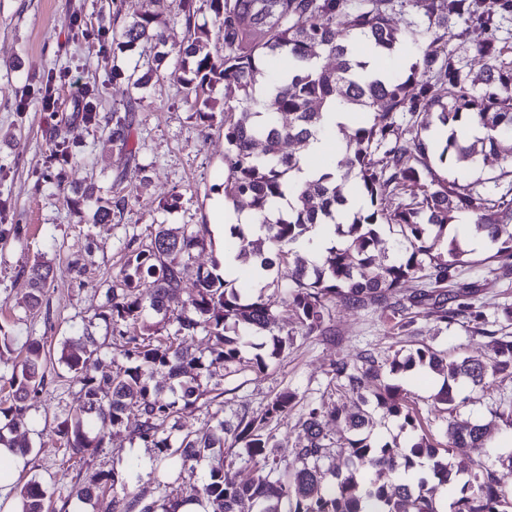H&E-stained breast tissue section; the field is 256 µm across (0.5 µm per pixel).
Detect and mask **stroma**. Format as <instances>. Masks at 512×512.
Wrapping results in <instances>:
<instances>
[{
    "label": "stroma",
    "mask_w": 512,
    "mask_h": 512,
    "mask_svg": "<svg viewBox=\"0 0 512 512\" xmlns=\"http://www.w3.org/2000/svg\"><path fill=\"white\" fill-rule=\"evenodd\" d=\"M113 10L112 0H0V327L15 338L14 350L0 352V365L18 362L17 349L27 340H42L56 359L64 340L89 332L102 345L98 358L88 362L90 370H112L121 344L107 334L94 311L125 267L127 242H145L154 224L177 228L210 223L211 189L224 181V129L218 123L204 125L195 116L174 63L164 64L159 78L143 91L113 80ZM75 80L93 91L89 103L103 120L130 99L141 98L142 110L131 128L138 146L135 156L113 151L102 127L83 122L71 88ZM48 89L55 96L51 114L41 110ZM60 137L71 155L66 163L53 156ZM91 183L102 194L126 197L120 216L93 222L94 205L82 194ZM37 260L53 266L55 279L45 293L48 311L31 313L25 303L32 289L22 268ZM460 282L472 301L482 304L487 335L475 333L473 322L465 317L446 325L425 315L399 334L379 309L338 305L330 310L331 335L294 336L288 352L263 372L228 377L223 364H213L212 378L225 389V418L238 412L262 416L270 399L285 389L296 392L302 402L353 412L351 397L332 381L330 369L336 362L357 363L369 354L382 362L395 351L406 354L424 343L452 359L489 358L490 331L512 336V322L504 315L512 308V277L474 267L464 271ZM399 383L423 431L446 443L448 415L431 400L434 376L414 370L404 373ZM78 400L79 387L69 379L51 383L33 401L29 424L20 431L32 448L18 476L39 479L55 489L53 512H77L78 503L66 506L59 497L75 479L86 481L114 469L140 473L130 489L148 501L162 493L182 499L207 477L210 464L201 460L172 473L166 491H158L150 474L156 451L136 453L138 421L133 416L99 453L70 467L49 427ZM509 400L512 378L497 377L461 407L459 418L487 424L490 439L482 456L468 448L453 449L452 455L478 459L512 490V470L495 462L498 454L512 450V429L494 415L499 403Z\"/></svg>",
    "instance_id": "35a3bbf8"
}]
</instances>
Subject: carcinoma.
<instances>
[{
	"label": "carcinoma",
	"mask_w": 512,
	"mask_h": 512,
	"mask_svg": "<svg viewBox=\"0 0 512 512\" xmlns=\"http://www.w3.org/2000/svg\"><path fill=\"white\" fill-rule=\"evenodd\" d=\"M207 3L212 22L200 19ZM166 0H146L142 13L112 33V79L144 87L163 63L176 55L185 97L194 100L195 114L213 123L218 101L213 88L224 85L220 110L224 125V197L235 210L251 213L255 228L231 226L234 264L217 263L211 270L193 267L192 253L204 246L206 226L183 225L177 230L154 225L149 243L130 250L121 279L107 289V302L95 315L112 337L122 342L126 365L96 375L85 369V356L99 353L90 336L63 342L59 362L80 384V404L56 418L52 433L71 456L84 458L102 447L107 435L120 428L126 415L139 419L136 438L141 448H155L156 461L171 459L186 467L210 458L213 464L191 498H206L214 512H441L421 477L413 483L386 484L369 472H409L426 467L438 484L447 485L462 468L449 449L467 447L486 453L487 429L457 418L471 394L484 390L486 380L512 376V340L495 338L482 328L483 311L448 283L468 264L466 249L448 226L467 216L476 236L487 239L482 263L499 275H512V60L509 47L496 32L512 17V0H175L185 29L178 50L168 47L164 17ZM414 20L400 27L394 17L405 6ZM478 23L489 37L476 46L481 68L448 48L466 31L441 29L443 19ZM223 40L224 55L209 50L211 28ZM419 52L400 72L381 75L364 53L390 54L404 41ZM138 56L131 69L118 64ZM139 102L112 111L107 141L118 154L133 150L131 127ZM334 108L355 115L338 133L345 157L338 171L300 181L310 140L322 129L323 112ZM288 121H283V117ZM292 149L287 151L285 146ZM492 154L505 165L499 173L461 184L440 177L433 165L472 169ZM94 216L110 221L125 208L123 197L102 198L89 190ZM318 224H331L337 243L321 254L309 248ZM388 226L395 250L380 257L381 226ZM261 268L267 282L253 293L241 287L238 273ZM34 310L53 268L36 262L29 269ZM195 277L196 294L175 312L170 300L184 280ZM414 280L418 288L407 302L394 299L397 289ZM276 286L277 293L265 289ZM362 310L376 307L395 326L414 323L413 308L427 309L440 322L461 316L493 337V356L448 360L424 345L405 357L400 352L380 363L371 356L361 365L337 362L332 378L354 399L356 412L309 405L297 422L298 447L291 453L301 463L293 474H276L277 446L268 425L288 417L297 394L284 389L268 402L259 419L243 414L234 421L221 417V384L202 388L205 361L224 363L225 374L244 369L247 348L272 345L270 356L288 349V325L280 322L279 305L292 313L303 336H328L326 324L333 304ZM172 328L163 335L161 331ZM203 333L207 352L186 346ZM19 368L0 370L9 386L0 401V446L15 448L11 433L26 425L29 401L50 383V353L37 339L26 342ZM443 378L434 402L448 413V445L439 449L418 434L419 422L400 393L397 376L413 369ZM159 371L169 385L154 382ZM217 406L214 424L185 433L177 442L166 425L181 410ZM381 409L410 430L398 438L373 435V411ZM341 421L340 442L327 438L328 421ZM240 446L253 464L238 482L224 481L226 437ZM135 471H114L102 478L112 491L105 512H177L178 501L165 496L146 502L129 490ZM101 485L76 481L66 498L91 501ZM55 490L30 480L20 489V512H45ZM449 512H512V492L501 487L488 468L465 482Z\"/></svg>",
	"instance_id": "obj_1"
}]
</instances>
